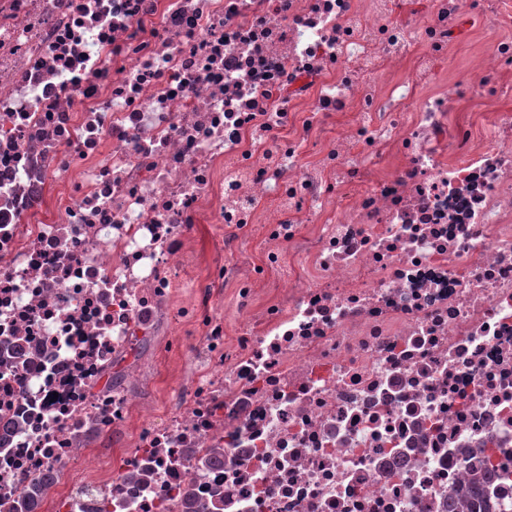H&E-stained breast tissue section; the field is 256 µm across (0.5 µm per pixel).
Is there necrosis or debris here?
I'll list each match as a JSON object with an SVG mask.
<instances>
[{
    "instance_id": "4bbe7bcc",
    "label": "necrosis or debris",
    "mask_w": 512,
    "mask_h": 512,
    "mask_svg": "<svg viewBox=\"0 0 512 512\" xmlns=\"http://www.w3.org/2000/svg\"><path fill=\"white\" fill-rule=\"evenodd\" d=\"M175 314L199 359L161 416L96 389ZM475 484L512 512V0H0L10 512Z\"/></svg>"
}]
</instances>
